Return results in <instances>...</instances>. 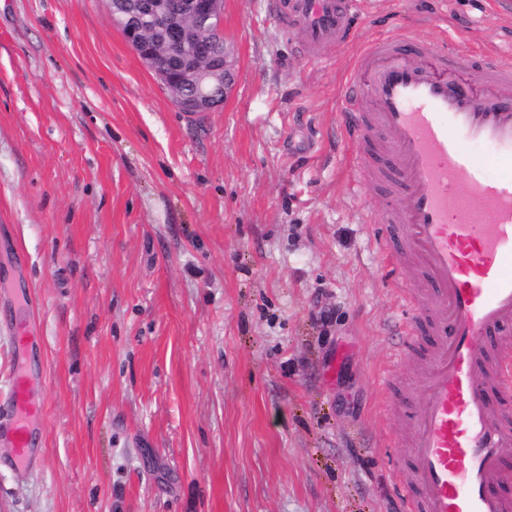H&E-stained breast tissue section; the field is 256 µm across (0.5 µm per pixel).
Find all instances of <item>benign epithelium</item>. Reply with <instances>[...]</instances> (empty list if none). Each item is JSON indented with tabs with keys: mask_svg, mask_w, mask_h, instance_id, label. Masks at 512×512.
<instances>
[{
	"mask_svg": "<svg viewBox=\"0 0 512 512\" xmlns=\"http://www.w3.org/2000/svg\"><path fill=\"white\" fill-rule=\"evenodd\" d=\"M112 23L173 95L182 112L204 114L222 105L235 84L234 50L207 54L202 44L221 33L222 0H114ZM178 53L173 69L159 65L161 49Z\"/></svg>",
	"mask_w": 512,
	"mask_h": 512,
	"instance_id": "obj_1",
	"label": "benign epithelium"
}]
</instances>
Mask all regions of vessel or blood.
<instances>
[{
	"mask_svg": "<svg viewBox=\"0 0 512 512\" xmlns=\"http://www.w3.org/2000/svg\"><path fill=\"white\" fill-rule=\"evenodd\" d=\"M268 6L319 61L354 42L363 0ZM460 61L410 35L381 37L355 56L342 101L363 179L404 202L377 219L383 261L412 270L404 338H434L425 398L401 438L414 477L405 512H512L500 491L512 483V415L491 401L512 393V54L485 58L478 89L460 80ZM427 288L437 302L426 301ZM0 406V443L13 463L31 462L40 406L25 377Z\"/></svg>",
	"mask_w": 512,
	"mask_h": 512,
	"instance_id": "obj_1",
	"label": "vessel or blood"
}]
</instances>
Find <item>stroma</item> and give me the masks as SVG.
Returning <instances> with one entry per match:
<instances>
[{
	"mask_svg": "<svg viewBox=\"0 0 512 512\" xmlns=\"http://www.w3.org/2000/svg\"><path fill=\"white\" fill-rule=\"evenodd\" d=\"M405 31L474 85L472 54L512 53L498 0H368L318 63L267 0H224L236 83L191 121L105 0H0V399L22 358L43 408L0 512H402L388 441L432 339L392 357L385 196L339 112L358 47Z\"/></svg>",
	"mask_w": 512,
	"mask_h": 512,
	"instance_id": "obj_1",
	"label": "stroma"
}]
</instances>
